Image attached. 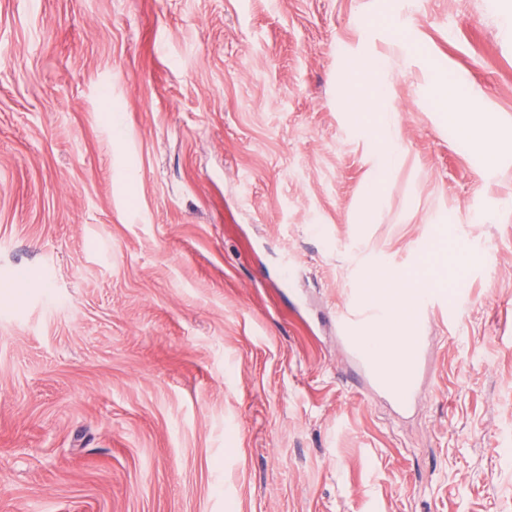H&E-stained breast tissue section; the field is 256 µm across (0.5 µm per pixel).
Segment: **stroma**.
<instances>
[{"instance_id": "35a3bbf8", "label": "stroma", "mask_w": 512, "mask_h": 512, "mask_svg": "<svg viewBox=\"0 0 512 512\" xmlns=\"http://www.w3.org/2000/svg\"><path fill=\"white\" fill-rule=\"evenodd\" d=\"M374 260L467 306L406 411ZM0 512H512V0H0ZM434 96L442 108L445 121L454 128L458 138L469 144L480 145L484 152L485 167H494L498 159V146L493 132L476 112H460L466 100L463 86L454 80H439ZM351 107L362 112H382L384 116L383 137L378 141L376 157L380 171H385L392 166L397 155V137L395 127L391 119V112L386 109V97L383 89L380 88L374 95L365 99H356L346 102ZM388 278L395 283L394 288L385 289L391 290V292L389 294L381 293V297L375 292L373 296L376 299L380 298L379 302L369 300L365 290L357 292L352 297L348 302L349 307L342 314L340 329L351 353L357 358L361 372L369 377L376 387L392 397L400 407L406 408L411 404L417 389L422 359V345L418 343L415 336H410V324L413 328L419 326L427 319L433 305L430 303L429 295H418L415 298L411 296L407 321L404 309L408 305V300L404 294H399L404 290L403 288L412 294L428 285L418 288L408 286L402 274L395 271H391ZM396 283H399L402 288ZM396 295L398 296L392 307V301ZM386 317L388 318L385 319ZM379 320L382 321L373 324ZM370 325L372 326L370 327ZM364 333L361 340L366 349L372 353H379L390 346L403 343L407 336H410V351L407 361L397 373L396 381L391 376L388 359L371 356L362 349L359 337Z\"/></svg>"}]
</instances>
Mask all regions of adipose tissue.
I'll return each instance as SVG.
<instances>
[{
	"mask_svg": "<svg viewBox=\"0 0 512 512\" xmlns=\"http://www.w3.org/2000/svg\"><path fill=\"white\" fill-rule=\"evenodd\" d=\"M434 96L442 108L445 121L454 128L458 138L463 142L481 146L485 167H494L498 159L495 136L477 113L462 111L461 106L466 99L462 85L454 80H439ZM407 304L405 296H397L390 316L367 330L362 342L368 351L379 353L406 341L411 334L410 324L404 314Z\"/></svg>",
	"mask_w": 512,
	"mask_h": 512,
	"instance_id": "ef3b65f1",
	"label": "adipose tissue"
}]
</instances>
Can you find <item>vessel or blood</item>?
<instances>
[{"mask_svg":"<svg viewBox=\"0 0 512 512\" xmlns=\"http://www.w3.org/2000/svg\"><path fill=\"white\" fill-rule=\"evenodd\" d=\"M399 288L382 294L379 301H371L365 292L356 293L341 317L340 329L351 353L356 357L361 372L369 377L381 391L393 398L400 407H408L417 389L420 376L422 346L411 341L406 362L398 373H391L387 359L371 356L361 346L359 338L370 325L385 319L392 310V301Z\"/></svg>","mask_w":512,"mask_h":512,"instance_id":"obj_1","label":"vessel or blood"}]
</instances>
